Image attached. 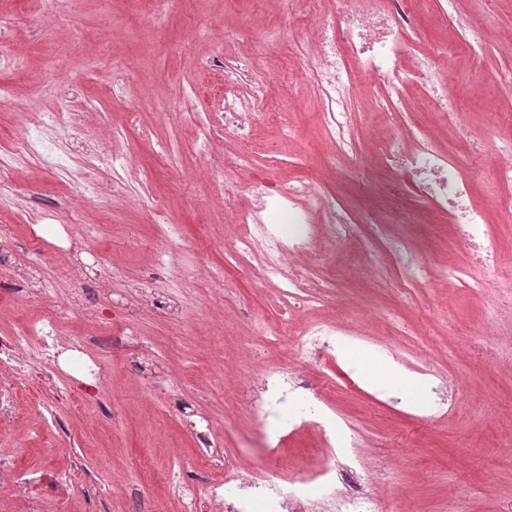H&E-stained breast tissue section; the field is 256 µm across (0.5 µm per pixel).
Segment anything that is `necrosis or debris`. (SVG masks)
I'll list each match as a JSON object with an SVG mask.
<instances>
[{
	"label": "necrosis or debris",
	"mask_w": 512,
	"mask_h": 512,
	"mask_svg": "<svg viewBox=\"0 0 512 512\" xmlns=\"http://www.w3.org/2000/svg\"><path fill=\"white\" fill-rule=\"evenodd\" d=\"M312 2L292 0L290 14L307 24L305 65L322 103L320 122L329 158L358 157L350 133V102L354 75H365L381 92L383 113L400 116L404 140L413 144L409 150L403 140L385 144L380 154L387 172L411 187L427 208L447 216L468 252L467 261L448 266L445 276L475 294L491 288L512 294V274L487 276L498 266V252L486 205L475 200L472 180L451 154L426 136L403 98L405 88L417 84L439 111L455 120L460 117L448 101L453 73L440 68L445 51L420 36L418 0H371L362 10L353 9L350 0H332L321 11L313 10ZM227 82L231 90L216 122L248 139L254 125L276 116L269 91L245 64L230 70ZM245 193L250 203L236 213L241 230L232 242L244 260L241 276L251 282H277L282 295L301 307L320 302L330 286L310 277L299 261L301 254L317 242L328 251L358 238L359 225L337 216L336 197L319 178L276 182L259 173L246 183ZM317 213L325 214L327 223L316 224ZM243 316L270 343L287 344L289 353L288 363L267 371L263 391L251 403L250 445L259 454L244 466L223 456L216 437L200 435L198 464L223 475L195 486L181 477L174 482L175 491H191L195 512H383L381 503L365 491L370 475L350 450L349 427L300 371L304 365L333 361L339 336L355 340L358 331L333 320H313L284 331L255 320L251 311ZM307 420L318 428L325 452L315 467L281 477L270 462L289 431Z\"/></svg>",
	"instance_id": "4bbe7bcc"
}]
</instances>
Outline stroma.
Masks as SVG:
<instances>
[{"label":"stroma","instance_id":"obj_1","mask_svg":"<svg viewBox=\"0 0 512 512\" xmlns=\"http://www.w3.org/2000/svg\"><path fill=\"white\" fill-rule=\"evenodd\" d=\"M270 28L278 37L256 60L255 74L270 88L277 123L260 125L245 149L233 131L215 130L205 151L196 152L205 135L186 113L220 111L225 63ZM476 30L484 41L474 59L467 45ZM422 32L448 48L455 75L448 94L469 136L431 112L420 87H408V107L475 172L477 195L498 213L508 195L488 167L512 139V93L501 85L512 75V0H460L444 21L431 0ZM300 38L288 21V0H170L161 14L148 0H62L52 14L38 0H0V48L23 59L20 68L0 69V84L11 91L0 107V161L33 134L40 113L85 115L78 128L46 127L52 153L16 166L12 183L0 187V248L18 261L16 269L0 270V333L59 320L58 331L24 350V369L36 379L52 376L54 387L83 401L75 407L56 400L52 389L37 399L12 394L20 418L0 423V448L28 471L42 512H59L65 496L70 512H134V488L143 490L146 512H187L185 499L170 496L167 486L174 460L191 465L205 430L223 441L226 455L251 462L240 451L249 437V401L267 363L287 356L241 318L242 308L262 297L260 318L299 325L334 304L360 310L364 335L392 352L389 374L375 387L355 353L309 371L351 426L369 490L386 512H512V465L501 460L512 449V296L494 288L476 296L436 277L404 297L387 265L365 271V254L385 236L409 237L415 255L437 271L463 257L447 220L428 214L413 192L403 203L415 223L390 222V176L372 156L397 130L368 79L357 78L351 100L360 158L337 161L328 186L376 234L338 244L326 258L309 257L318 275L335 282L330 304L289 311L278 284L241 280L225 254L238 232L230 212L247 204L243 178L322 174L321 103ZM129 112L135 125L125 123ZM143 128L152 140L141 139ZM106 151L127 156V167L116 174L101 164ZM239 153L246 166L213 188L212 170ZM116 177L126 185L117 195ZM145 193L161 200L185 242L169 249L170 272L158 278L152 272L164 238L141 204ZM34 206L45 214L40 230L24 215ZM192 266V283L172 278ZM154 293L177 302L184 317L157 310ZM488 319L486 345H470V330ZM82 337L91 341L85 353L74 344ZM94 354L105 367L98 381L89 370ZM426 356L437 376L460 382L445 423L396 402L413 392L431 405L427 389L413 386ZM318 445L316 429L301 427L284 442L282 467L314 465Z\"/></svg>","mask_w":512,"mask_h":512}]
</instances>
